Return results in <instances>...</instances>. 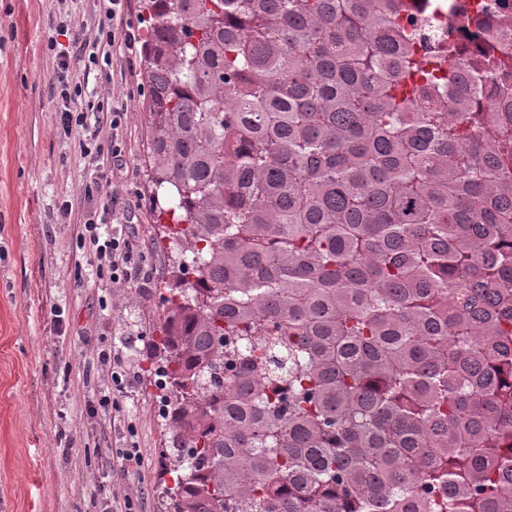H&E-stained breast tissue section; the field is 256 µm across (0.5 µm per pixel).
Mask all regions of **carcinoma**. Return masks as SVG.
<instances>
[{
    "mask_svg": "<svg viewBox=\"0 0 512 512\" xmlns=\"http://www.w3.org/2000/svg\"><path fill=\"white\" fill-rule=\"evenodd\" d=\"M143 8L150 198L197 264L148 338L160 512H512V61L421 53L410 0Z\"/></svg>",
    "mask_w": 512,
    "mask_h": 512,
    "instance_id": "cac0c4a2",
    "label": "carcinoma"
}]
</instances>
